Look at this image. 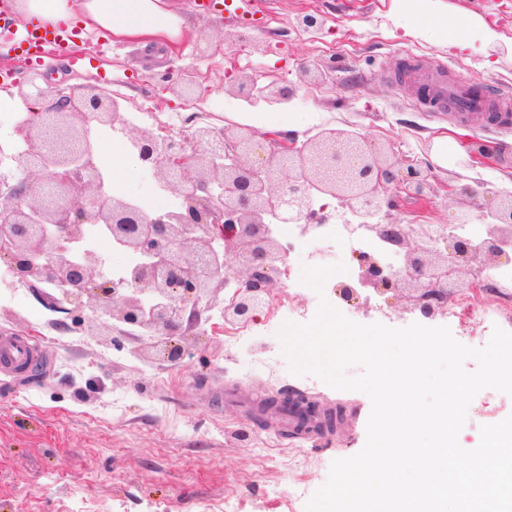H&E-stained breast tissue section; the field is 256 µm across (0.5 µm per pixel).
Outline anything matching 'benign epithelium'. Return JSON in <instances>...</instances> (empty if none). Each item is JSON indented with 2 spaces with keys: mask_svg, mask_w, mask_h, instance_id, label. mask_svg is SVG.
<instances>
[{
  "mask_svg": "<svg viewBox=\"0 0 512 512\" xmlns=\"http://www.w3.org/2000/svg\"><path fill=\"white\" fill-rule=\"evenodd\" d=\"M323 25L317 14L295 20L305 32ZM329 73L322 60L303 66L314 83ZM158 79L185 97L197 85L191 70ZM262 93L276 103L293 97L294 89L271 85ZM93 126L112 129L177 205L148 217L135 198L105 192ZM16 134L25 149L11 159L15 181L0 182V260L29 287L57 289L70 311L100 312L101 342L117 344L120 327L133 328L140 331L141 355L171 365L190 353L201 304L226 269V256L238 266L224 322L254 321L286 273L290 248L275 225L328 223L327 197L346 203L362 220L388 216L397 194L423 200L431 188L429 167L383 156L367 132L325 129L303 141L198 124L178 135L155 132L132 126L119 101L103 90L57 96ZM452 193L482 196L485 237L438 239L435 224H368L378 238L404 250L398 270L390 273L380 259L356 254L357 285L339 284V295L349 301L358 286L378 294L407 288L412 309L433 318L457 289L477 287L484 270L512 261V190L478 192L463 185ZM88 224L99 225L112 248L137 258L121 280L105 275L96 252L78 262L68 257V244Z\"/></svg>",
  "mask_w": 512,
  "mask_h": 512,
  "instance_id": "1",
  "label": "benign epithelium"
}]
</instances>
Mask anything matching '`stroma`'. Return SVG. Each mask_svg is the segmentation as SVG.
Segmentation results:
<instances>
[{"label":"stroma","mask_w":512,"mask_h":512,"mask_svg":"<svg viewBox=\"0 0 512 512\" xmlns=\"http://www.w3.org/2000/svg\"><path fill=\"white\" fill-rule=\"evenodd\" d=\"M11 2L0 0V12L10 13L12 22L0 33V72H41L38 87L27 93L44 104L58 90L114 88L124 112L148 103L155 120L195 113L220 128L225 116L247 111L234 93L237 79L247 76L258 85L296 87L284 110L296 118L302 136L324 128L368 131L386 155L430 165L434 191L472 176L494 183L499 173L512 172V132H489L477 118L460 123L419 111L390 76L401 56L412 53L422 65H444L469 82L512 85V53L460 55L439 39L411 35L417 14L394 7L392 0H259V12L244 20L237 16L240 0H168L196 28L179 51H151L84 30L68 52L41 51L36 63L17 48L24 21L13 14ZM497 6L498 0H440L441 19L452 37L470 19L488 21L499 42L511 45L512 20L491 18ZM306 11L324 17L321 32L293 28L294 17ZM74 55L81 58L76 67L70 62ZM313 57L333 69L318 87L300 71ZM187 67L197 70L201 83L191 101L156 79ZM446 125L467 130L470 148L489 146V167L478 170L460 159L433 164L432 137ZM317 251L324 252L325 263L354 264L342 243H325L311 231L303 250L287 258L290 279L300 282ZM290 279L273 289L268 312L237 343L231 340L234 326L222 318L231 291L216 286L209 319L197 329L191 355L176 366L138 356L132 338L100 344L98 312L58 310L18 282L11 293L0 291V332L32 337L45 348L39 379L0 374V512H199L227 499L240 501L243 512H305L332 462L364 447L371 401L315 376L291 374L278 337L283 324L314 317L323 296L357 323L377 322L373 307L381 303L392 313L391 327L425 321L449 326L455 336L469 329L471 314L463 310L453 321L444 313L425 320L401 291L381 296L363 290L347 303L333 288L320 296L301 282L291 287ZM228 388L246 399L300 391L323 410L341 409L343 416L317 442L291 438L279 433L274 413L259 417L226 405L220 394ZM510 415L512 395L479 392L461 430L464 449L477 447L481 426ZM262 448L268 457L259 456Z\"/></svg>","instance_id":"stroma-1"}]
</instances>
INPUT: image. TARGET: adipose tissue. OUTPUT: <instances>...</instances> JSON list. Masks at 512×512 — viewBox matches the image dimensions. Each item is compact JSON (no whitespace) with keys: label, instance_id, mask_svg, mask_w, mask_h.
I'll return each mask as SVG.
<instances>
[{"label":"adipose tissue","instance_id":"1","mask_svg":"<svg viewBox=\"0 0 512 512\" xmlns=\"http://www.w3.org/2000/svg\"><path fill=\"white\" fill-rule=\"evenodd\" d=\"M14 8L25 19L45 23L77 15L85 27L100 28L115 38L146 45L168 47L190 33L166 0H15Z\"/></svg>","mask_w":512,"mask_h":512}]
</instances>
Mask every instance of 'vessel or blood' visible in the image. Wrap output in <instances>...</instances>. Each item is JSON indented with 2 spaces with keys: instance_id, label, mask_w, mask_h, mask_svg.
Segmentation results:
<instances>
[{
  "instance_id": "b4317fda",
  "label": "vessel or blood",
  "mask_w": 512,
  "mask_h": 512,
  "mask_svg": "<svg viewBox=\"0 0 512 512\" xmlns=\"http://www.w3.org/2000/svg\"><path fill=\"white\" fill-rule=\"evenodd\" d=\"M71 33L68 25L30 22L21 41L29 55H37L42 45L51 43L68 51ZM402 83L411 84L418 106L425 112H453L457 117L491 113L496 127L512 126V94L489 90L459 79L448 80L442 68L421 67L411 56H403L394 73ZM39 349L20 336H0V370L13 375L27 372L38 359Z\"/></svg>"
}]
</instances>
